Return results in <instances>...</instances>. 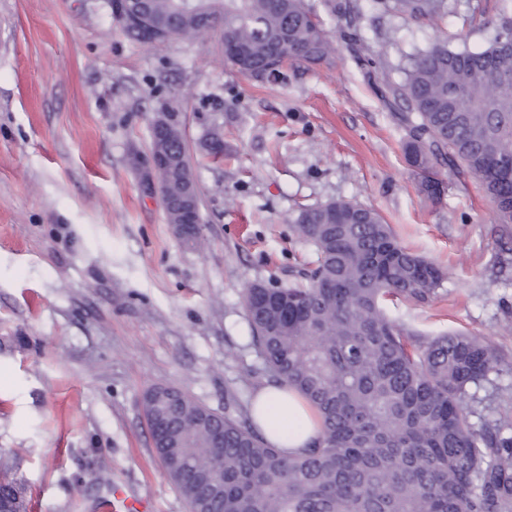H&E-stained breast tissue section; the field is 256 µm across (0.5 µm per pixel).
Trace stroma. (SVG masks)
Returning <instances> with one entry per match:
<instances>
[{
  "mask_svg": "<svg viewBox=\"0 0 512 512\" xmlns=\"http://www.w3.org/2000/svg\"><path fill=\"white\" fill-rule=\"evenodd\" d=\"M307 2L333 64L263 83L214 37L131 40L108 0H0V468L24 484L28 512H100L117 490L145 512H188L153 453L143 395L173 386L245 416L267 379L243 290L288 285L313 261L290 221L333 199L374 207L443 268L433 302L386 309L421 342L489 341L503 364L471 387V421H512V234L499 237L477 180L441 172L438 204L419 192L405 131L367 77L449 33L483 48L495 28L471 17H497L503 0L406 22L357 0L356 30ZM159 112L182 127L200 248L177 238L148 179ZM215 132L219 157L203 148Z\"/></svg>",
  "mask_w": 512,
  "mask_h": 512,
  "instance_id": "obj_1",
  "label": "stroma"
}]
</instances>
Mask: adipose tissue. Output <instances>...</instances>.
Returning <instances> with one entry per match:
<instances>
[{
  "mask_svg": "<svg viewBox=\"0 0 512 512\" xmlns=\"http://www.w3.org/2000/svg\"><path fill=\"white\" fill-rule=\"evenodd\" d=\"M250 415L265 441L286 455L299 453L320 432L315 413L292 390H257L250 402Z\"/></svg>",
  "mask_w": 512,
  "mask_h": 512,
  "instance_id": "obj_1",
  "label": "adipose tissue"
}]
</instances>
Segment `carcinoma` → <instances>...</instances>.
<instances>
[{
  "mask_svg": "<svg viewBox=\"0 0 512 512\" xmlns=\"http://www.w3.org/2000/svg\"><path fill=\"white\" fill-rule=\"evenodd\" d=\"M396 17L431 19L449 0H372ZM328 11L354 29L351 0ZM150 26L127 15L125 33L148 46L221 33L224 58L251 66L319 65L336 53L306 0H149ZM478 51L437 41L406 56L395 81L376 73L381 97L407 131L403 152L418 188L441 201L442 167L459 182L479 181L495 223L512 224V87L501 29ZM173 159L159 171L161 193L178 197L193 168L181 125L169 115ZM292 233L313 247L314 267L288 287L249 284L242 295L253 344L269 380L296 389L315 408L322 433L306 451L284 456L251 418L220 414L166 385L145 391L155 455L189 512H512V423L482 432L471 422L469 388L500 369L492 345L448 333L426 343L392 318L384 303L427 304L442 269L402 246L380 212L332 200L301 209ZM0 499L28 512L21 486L0 471Z\"/></svg>",
  "mask_w": 512,
  "mask_h": 512,
  "instance_id": "1",
  "label": "carcinoma"
}]
</instances>
